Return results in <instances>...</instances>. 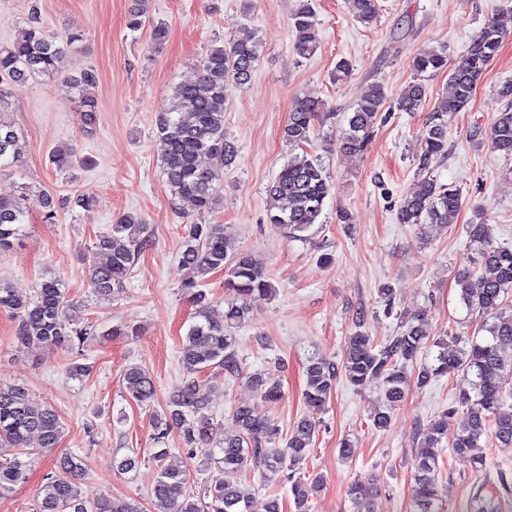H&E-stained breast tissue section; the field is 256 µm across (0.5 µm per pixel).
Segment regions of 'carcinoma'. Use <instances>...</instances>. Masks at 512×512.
Instances as JSON below:
<instances>
[{
    "instance_id": "carcinoma-1",
    "label": "carcinoma",
    "mask_w": 512,
    "mask_h": 512,
    "mask_svg": "<svg viewBox=\"0 0 512 512\" xmlns=\"http://www.w3.org/2000/svg\"><path fill=\"white\" fill-rule=\"evenodd\" d=\"M359 22L373 23L378 16V0H349ZM293 48L303 57L314 53L319 30L309 0H298L292 15ZM504 38L500 20L491 17L469 44L466 53L448 63L443 49L431 48L417 54L413 61L414 79L401 93L397 108L417 112L425 105V78L448 72V94L431 109L429 131L418 158L421 179L417 189L405 196L399 206L403 224L426 227L448 222V213L463 205L462 193L432 176L433 163L448 155V119L469 104L490 60ZM83 41L72 32L63 45L46 38L38 12L32 11L25 26L17 30L13 41L0 47V79L22 81L39 75L59 74L65 69L68 47ZM260 39L249 37L211 47L199 66L175 87L172 99L155 116V129L166 149L162 159L165 185L175 208L182 215L212 214L220 202L214 185L212 160L220 157L234 163L238 151L224 136V112L227 109L225 84L251 82L263 55ZM97 82L88 70L72 81L76 91L79 118L89 131L97 122V101L89 88ZM500 96L505 108L489 132L493 149L512 154V84L504 85ZM7 92L0 87V161L18 162V132L13 122L1 114ZM385 88L375 84L353 108L348 128L338 140L343 153L367 149L374 127L389 111ZM330 113L320 100L303 98L289 113L284 137L302 149L311 140L315 126ZM330 176L315 157L306 154L291 157L268 186V223L288 230L289 237L301 240L320 217L330 195ZM23 195L0 197V254L10 252L25 226ZM184 236L178 267L184 272L181 288L196 307L197 320L189 326L182 341L180 361L184 380L169 392L166 408L153 413V453L156 476L151 486L154 512H249V496L235 485L216 479L194 492L184 470L163 463L164 448L172 431H177L188 448L202 451L200 468L244 471L248 462L263 466L264 478L276 483L286 480L296 512H308L309 499L320 488L321 477L301 476L302 463L314 446L318 421L315 414L324 411L327 399L342 375L355 388L377 378L385 385V404L373 417L376 428L387 427L391 410L404 398L410 384L428 385L444 375H460L468 388L461 391L454 405L430 419L422 430L420 452L415 459L414 485L409 512H445L438 486L437 472L443 439L448 436V417L461 411L463 428L450 447L457 455L470 457L478 471L486 466L484 448H512V412L504 413V395L512 390V247L498 245L487 235L486 224L467 225L471 253L469 266L457 277L460 302L468 313L481 319V336L429 340L420 327V318L398 316L395 334L382 344L362 330L346 337L342 364L314 356L306 365L304 402L309 413L299 417L281 435L278 426L258 417L247 404L234 405L230 417L236 426L233 434H219L214 423L210 399L201 377L213 368L237 378L243 375L242 362L235 350L234 330L252 320L251 297L273 296L276 288L261 259L250 251L228 253L224 225L191 223L183 225ZM146 224L137 215H121L112 225V235L100 237L88 257L89 281L100 299H108L113 290L123 287L136 258L145 250ZM224 272L226 293L224 314L216 319L207 294L201 289L207 276ZM72 306L65 289L53 279L39 282L34 294L23 297L8 283L0 281V311L17 320V342L80 350L93 334L92 325L76 327L67 316ZM438 348L432 361L426 360L430 348ZM413 374H408V368ZM248 382L263 400L283 396L280 381L269 372H254ZM122 385L126 397L145 408L152 406L156 383L149 372L130 367ZM63 424L57 411L37 400L15 384L0 383V498L26 482L27 468L20 456L27 454L30 437L35 436L45 449L58 446ZM378 490L377 478L360 475L347 489L353 512H373L372 500ZM33 512H143L134 500L93 493L84 483V467L79 457L65 455L52 459L51 472L44 478Z\"/></svg>"
}]
</instances>
